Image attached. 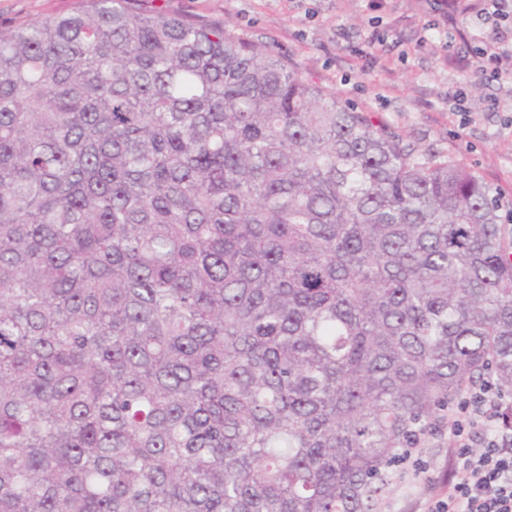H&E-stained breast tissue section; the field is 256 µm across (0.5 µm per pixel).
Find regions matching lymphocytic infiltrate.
Returning a JSON list of instances; mask_svg holds the SVG:
<instances>
[{"label":"lymphocytic infiltrate","instance_id":"f902f5d3","mask_svg":"<svg viewBox=\"0 0 512 512\" xmlns=\"http://www.w3.org/2000/svg\"><path fill=\"white\" fill-rule=\"evenodd\" d=\"M512 416V395L489 385L465 394L448 413L449 456L452 461L445 499L427 512H512V449L500 434ZM486 436L480 452H472L473 431Z\"/></svg>","mask_w":512,"mask_h":512}]
</instances>
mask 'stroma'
<instances>
[{
    "mask_svg": "<svg viewBox=\"0 0 512 512\" xmlns=\"http://www.w3.org/2000/svg\"><path fill=\"white\" fill-rule=\"evenodd\" d=\"M78 0H0V31L73 12ZM150 10L223 22L339 101L372 113L418 150L474 171L512 211V80L488 75L480 51L512 69L481 0H458L448 28L432 0H144ZM422 475L393 485L384 512H424L446 490L448 438H432Z\"/></svg>",
    "mask_w": 512,
    "mask_h": 512,
    "instance_id": "stroma-1",
    "label": "stroma"
}]
</instances>
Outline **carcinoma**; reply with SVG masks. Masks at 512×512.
Here are the masks:
<instances>
[{"label":"carcinoma","instance_id":"carcinoma-1","mask_svg":"<svg viewBox=\"0 0 512 512\" xmlns=\"http://www.w3.org/2000/svg\"><path fill=\"white\" fill-rule=\"evenodd\" d=\"M491 382L479 176L222 22L0 31V512H382Z\"/></svg>","mask_w":512,"mask_h":512}]
</instances>
